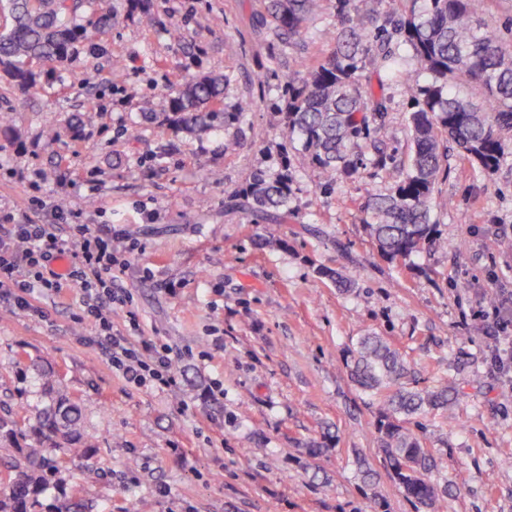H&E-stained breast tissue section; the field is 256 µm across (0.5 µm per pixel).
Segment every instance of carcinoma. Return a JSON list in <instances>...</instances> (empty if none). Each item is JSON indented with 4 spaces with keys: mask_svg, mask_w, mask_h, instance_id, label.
<instances>
[{
    "mask_svg": "<svg viewBox=\"0 0 512 512\" xmlns=\"http://www.w3.org/2000/svg\"><path fill=\"white\" fill-rule=\"evenodd\" d=\"M318 0H268L272 37L285 46L303 34ZM362 11L352 0H336L340 27L332 32L328 56L303 67L288 81L282 134L301 146L328 183L355 172L362 143L382 135L386 98L363 89L362 72L374 66L401 87L412 106L408 117L412 153L406 167L390 170L393 158L374 160L390 172L389 193L365 204L366 224L379 255L405 261L436 246L432 218L435 188L442 176L444 141L484 175L493 174L508 147L503 133L512 131V53L493 26L482 19L485 0H392L380 15L376 4ZM95 0H0V72L15 87L43 89L45 74L58 78L81 51H103L101 38L115 24L112 9L85 8ZM407 47L419 65L404 69L396 50ZM227 75H188L163 94L162 123L174 132H210L240 118L224 111ZM291 197L288 169L274 177L252 176L229 206L265 220H288ZM363 392L381 401L376 424L378 452L384 467L415 512H440L451 485L434 479V461L410 421L432 410L456 407L448 385L418 388L415 371L400 348L367 333L359 338L349 365ZM51 403L28 431L17 428L9 412L0 415V443L18 454L0 469V512H38L49 477L68 465L87 469L96 448L85 432L78 401L58 389L57 374L39 371ZM26 437L32 443L22 448ZM84 483L70 486L67 504L58 512H76L84 501Z\"/></svg>",
    "mask_w": 512,
    "mask_h": 512,
    "instance_id": "obj_1",
    "label": "carcinoma"
}]
</instances>
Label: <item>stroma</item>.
I'll return each mask as SVG.
<instances>
[{
    "mask_svg": "<svg viewBox=\"0 0 512 512\" xmlns=\"http://www.w3.org/2000/svg\"><path fill=\"white\" fill-rule=\"evenodd\" d=\"M104 3L118 13L106 51L80 54L65 84L23 93L0 80V124L16 131L0 135V217L51 224L58 207L64 223L137 243L112 272L113 289L132 296L112 326L170 345L179 385L139 388L113 373L91 327L73 319L75 289L42 301L40 317L0 302V404L32 417L48 402L38 369L59 373L96 443L83 477L92 512H414L377 455L379 406L349 375L350 351L370 331L407 352L420 386L442 379L463 392L453 415L419 419L435 478L453 485L442 512H512V380L490 368L502 347L492 311L512 305V154L486 176L449 148L432 213L439 245L388 262L363 206L391 186L372 164L377 151L401 164L412 152L395 83L364 71V88L388 101L386 134L332 185L277 126L297 63L332 48L336 0H320L276 67L265 0H153L149 28L126 0ZM175 25L185 42L170 40ZM202 72L230 74L225 111L248 101L250 112L197 135L142 120L161 110L168 82ZM61 111L81 113V126L69 129ZM285 160L287 222L228 209L253 174L275 175ZM262 237L279 244L259 246ZM328 269L355 288L340 292ZM217 381L223 393L212 392ZM312 442L326 449L315 460ZM360 458L375 487L360 480Z\"/></svg>",
    "mask_w": 512,
    "mask_h": 512,
    "instance_id": "stroma-1",
    "label": "stroma"
}]
</instances>
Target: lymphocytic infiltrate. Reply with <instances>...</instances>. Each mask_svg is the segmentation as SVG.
Returning a JSON list of instances; mask_svg holds the SVG:
<instances>
[{
    "label": "lymphocytic infiltrate",
    "mask_w": 512,
    "mask_h": 512,
    "mask_svg": "<svg viewBox=\"0 0 512 512\" xmlns=\"http://www.w3.org/2000/svg\"><path fill=\"white\" fill-rule=\"evenodd\" d=\"M121 261L112 240L73 225L69 234L48 224H0V301L42 316L38 301L76 288L82 294L78 322L90 324L101 355L127 383L162 391L177 387L170 347L151 341L133 343L112 327V310L130 296L112 290L107 274Z\"/></svg>",
    "instance_id": "f902f5d3"
}]
</instances>
